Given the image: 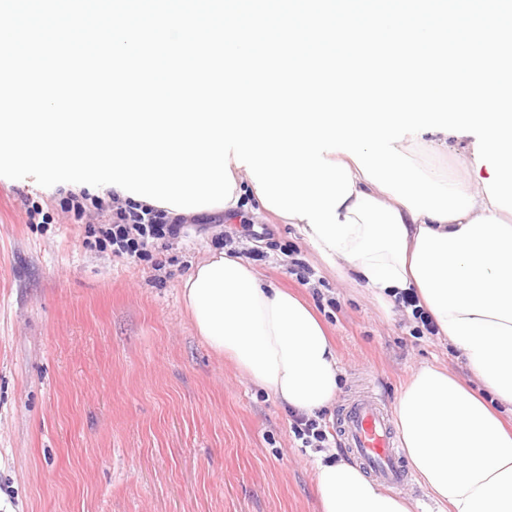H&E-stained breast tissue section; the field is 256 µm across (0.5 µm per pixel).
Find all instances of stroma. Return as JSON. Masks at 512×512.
Instances as JSON below:
<instances>
[{"instance_id":"stroma-1","label":"stroma","mask_w":512,"mask_h":512,"mask_svg":"<svg viewBox=\"0 0 512 512\" xmlns=\"http://www.w3.org/2000/svg\"><path fill=\"white\" fill-rule=\"evenodd\" d=\"M57 187L0 179V502L10 512H318L311 463L287 409L196 335L180 282L225 252L323 318L343 369L395 401L410 371L464 360L414 321L342 280L272 215L255 258L236 224L203 217L137 264L83 248L86 223ZM38 203L48 223L30 222ZM311 269L291 274L293 260Z\"/></svg>"}]
</instances>
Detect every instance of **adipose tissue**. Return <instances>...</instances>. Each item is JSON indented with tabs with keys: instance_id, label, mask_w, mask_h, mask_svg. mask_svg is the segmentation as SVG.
<instances>
[{
	"instance_id": "obj_1",
	"label": "adipose tissue",
	"mask_w": 512,
	"mask_h": 512,
	"mask_svg": "<svg viewBox=\"0 0 512 512\" xmlns=\"http://www.w3.org/2000/svg\"><path fill=\"white\" fill-rule=\"evenodd\" d=\"M424 168L474 196L466 216H413L356 166L355 194L337 212L347 215L359 192L399 212L407 285L472 375L466 381L423 366L399 392L395 426L418 482L448 512H512V426L503 420L512 409V214L491 205L483 184L488 172L477 169L474 155L451 172L429 162ZM291 224L341 274H354L380 300H395L397 287L372 284L361 262L326 247L307 221ZM180 293L196 334L250 382L310 417L336 401V348L299 296L265 284L248 262L219 250L182 279ZM314 491L320 512H413L409 497L332 451L314 462Z\"/></svg>"
}]
</instances>
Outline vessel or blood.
<instances>
[{"mask_svg": "<svg viewBox=\"0 0 512 512\" xmlns=\"http://www.w3.org/2000/svg\"><path fill=\"white\" fill-rule=\"evenodd\" d=\"M339 429L345 447L380 484L397 487L409 482L401 439L380 393L367 389L345 404Z\"/></svg>", "mask_w": 512, "mask_h": 512, "instance_id": "1", "label": "vessel or blood"}]
</instances>
